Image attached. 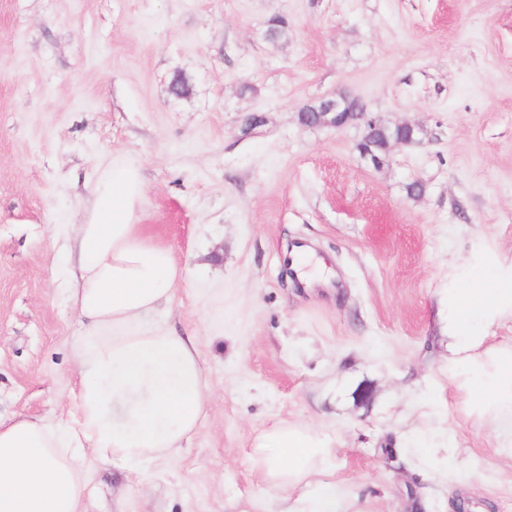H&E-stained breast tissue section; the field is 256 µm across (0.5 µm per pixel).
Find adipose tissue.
I'll return each mask as SVG.
<instances>
[{
  "instance_id": "ef3b65f1",
  "label": "adipose tissue",
  "mask_w": 512,
  "mask_h": 512,
  "mask_svg": "<svg viewBox=\"0 0 512 512\" xmlns=\"http://www.w3.org/2000/svg\"><path fill=\"white\" fill-rule=\"evenodd\" d=\"M140 165L112 162L93 187L81 223L66 228L70 262L60 273L79 328L71 338L77 411L67 420H0V512H81L93 463L147 472L196 434L213 389L196 341L159 322L190 270L138 222ZM512 318V259L480 247L448 267V380L512 460V345L486 332ZM257 465L268 480L307 491L284 512H340L325 472L336 434L284 422L260 434Z\"/></svg>"
}]
</instances>
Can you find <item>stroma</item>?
Returning a JSON list of instances; mask_svg holds the SVG:
<instances>
[{"label": "stroma", "mask_w": 512, "mask_h": 512, "mask_svg": "<svg viewBox=\"0 0 512 512\" xmlns=\"http://www.w3.org/2000/svg\"><path fill=\"white\" fill-rule=\"evenodd\" d=\"M336 93L416 143L377 167L362 125L301 124ZM115 159L141 166L138 221L193 272L168 321L216 394L148 478L91 471L85 512L121 492L130 512H279L290 489L255 439L284 420L340 436L341 512H512V467L448 382L444 305L450 261L512 256V0H0L1 417L74 410L56 269ZM299 243L321 280L287 265ZM445 426L456 464L424 465Z\"/></svg>", "instance_id": "obj_1"}]
</instances>
